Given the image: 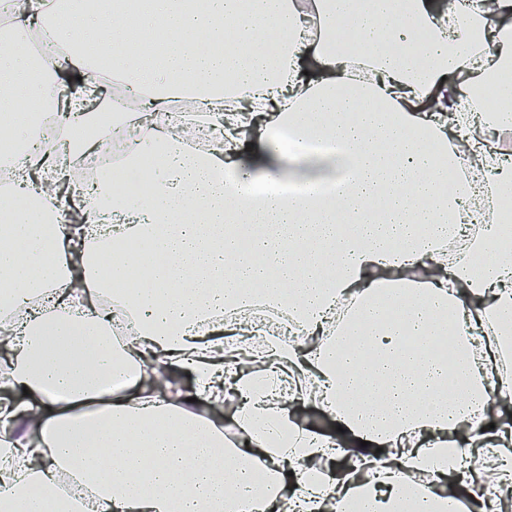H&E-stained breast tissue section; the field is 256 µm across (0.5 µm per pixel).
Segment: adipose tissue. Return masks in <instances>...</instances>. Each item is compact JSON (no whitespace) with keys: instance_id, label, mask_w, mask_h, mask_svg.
Here are the masks:
<instances>
[{"instance_id":"adipose-tissue-1","label":"adipose tissue","mask_w":512,"mask_h":512,"mask_svg":"<svg viewBox=\"0 0 512 512\" xmlns=\"http://www.w3.org/2000/svg\"><path fill=\"white\" fill-rule=\"evenodd\" d=\"M56 10L58 54L44 66L72 63L85 87L60 101L68 118L54 140L0 180V512L19 501L40 512L66 475L92 495L63 512H486L481 498L448 493L482 482L485 459L512 490V424L487 423L512 402V249L490 227L454 259L442 253L476 193L512 202V164L491 147L512 113L472 95L512 63V0L444 11L407 0L400 17L391 0H153L142 15L109 0H15L14 19L39 24ZM131 16L145 39L166 40L167 67L122 40ZM86 42L136 90L137 110L112 109L135 133L133 155L163 161L146 174L159 193L116 186L106 207L97 175L81 169L70 122L91 120L84 90L99 81ZM30 64L0 43L1 109L39 111L42 90L21 77ZM178 100L199 109L171 111ZM203 127L223 128L218 147L193 148L189 133ZM256 138L263 154L251 162L243 149ZM314 138L338 148L305 152ZM245 178L324 191L257 197ZM63 181L88 193L75 223L51 235L29 199L57 200L47 185ZM106 292L135 323L117 342L97 304ZM258 304L285 306L314 344L272 336L257 362L200 330ZM390 304L402 321L386 320ZM47 336L59 350L42 352ZM171 368L192 374V392L161 384ZM116 374L124 386L107 388ZM286 375L310 382L340 433L311 432L276 402ZM365 389L373 402L354 403ZM228 396L239 429L229 447L214 414ZM260 466L273 490L253 481ZM415 472L425 481L411 482Z\"/></svg>"}]
</instances>
